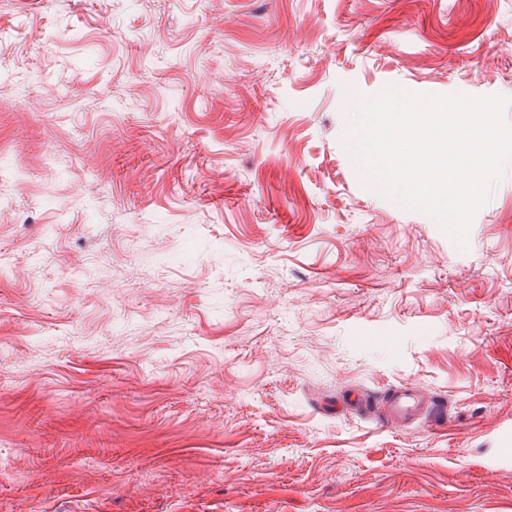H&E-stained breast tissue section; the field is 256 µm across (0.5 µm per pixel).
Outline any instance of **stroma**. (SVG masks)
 <instances>
[{
  "label": "stroma",
  "instance_id": "obj_1",
  "mask_svg": "<svg viewBox=\"0 0 512 512\" xmlns=\"http://www.w3.org/2000/svg\"><path fill=\"white\" fill-rule=\"evenodd\" d=\"M510 67L512 0H0L7 512H512V164L460 249L345 148ZM386 421L404 426L416 420L428 407L427 400L415 387H398L386 398Z\"/></svg>",
  "mask_w": 512,
  "mask_h": 512
}]
</instances>
